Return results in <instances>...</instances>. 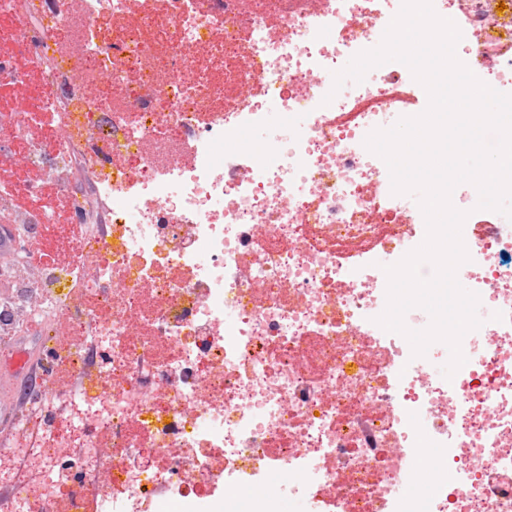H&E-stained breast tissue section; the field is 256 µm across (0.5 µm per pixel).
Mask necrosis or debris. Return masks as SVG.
<instances>
[{
	"label": "necrosis or debris",
	"instance_id": "1",
	"mask_svg": "<svg viewBox=\"0 0 512 512\" xmlns=\"http://www.w3.org/2000/svg\"><path fill=\"white\" fill-rule=\"evenodd\" d=\"M393 0H33L18 53L75 51L38 86L0 57V132L64 112L70 150L0 155L72 200L111 201L93 262L23 267L0 341L67 302L40 375L43 442L0 448V512H512V226L470 214L459 275L498 321L428 357L376 324L387 277L426 235L366 136L412 115L421 86L391 61L344 98L339 59L381 41ZM456 55L512 94V0H432ZM287 147L256 144L269 107ZM89 160L92 191L70 178ZM85 273L82 294L64 280Z\"/></svg>",
	"mask_w": 512,
	"mask_h": 512
}]
</instances>
